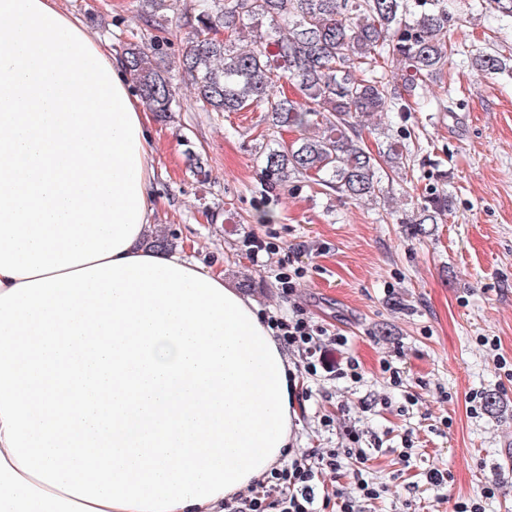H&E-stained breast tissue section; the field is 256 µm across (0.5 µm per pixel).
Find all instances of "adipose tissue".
Returning <instances> with one entry per match:
<instances>
[{"label": "adipose tissue", "mask_w": 512, "mask_h": 512, "mask_svg": "<svg viewBox=\"0 0 512 512\" xmlns=\"http://www.w3.org/2000/svg\"><path fill=\"white\" fill-rule=\"evenodd\" d=\"M162 175L123 58L0 0V512H224L288 456L264 318L147 244Z\"/></svg>", "instance_id": "ef3b65f1"}]
</instances>
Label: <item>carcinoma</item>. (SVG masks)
<instances>
[{
	"mask_svg": "<svg viewBox=\"0 0 512 512\" xmlns=\"http://www.w3.org/2000/svg\"><path fill=\"white\" fill-rule=\"evenodd\" d=\"M147 26L167 29L171 0H143ZM451 0H214L190 17L188 45L175 65L164 62L166 38L151 37V51L130 42L127 70L138 95L161 118L179 106L172 70L191 81L196 109L220 115L260 107L270 127L295 129L292 142L263 153L266 177L286 183L295 175L353 201L383 195L390 172L406 169L400 142L386 140L374 153L363 137L360 115L416 112L417 89L442 75L455 53L448 37ZM267 20L270 33L249 48L236 46L247 20ZM400 71L401 84L379 64ZM480 71L506 70V59L473 58ZM286 79L296 94L270 96ZM389 164L384 169L380 160ZM448 212V196L421 206L414 224H436Z\"/></svg>",
	"mask_w": 512,
	"mask_h": 512,
	"instance_id": "obj_1",
	"label": "carcinoma"
}]
</instances>
